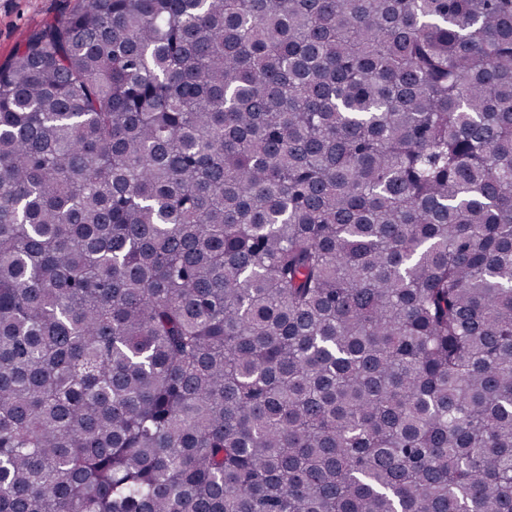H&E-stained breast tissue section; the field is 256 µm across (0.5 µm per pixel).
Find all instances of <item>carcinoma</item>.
<instances>
[{
    "label": "carcinoma",
    "instance_id": "carcinoma-1",
    "mask_svg": "<svg viewBox=\"0 0 512 512\" xmlns=\"http://www.w3.org/2000/svg\"><path fill=\"white\" fill-rule=\"evenodd\" d=\"M0 512H512V0H81L29 37Z\"/></svg>",
    "mask_w": 512,
    "mask_h": 512
}]
</instances>
